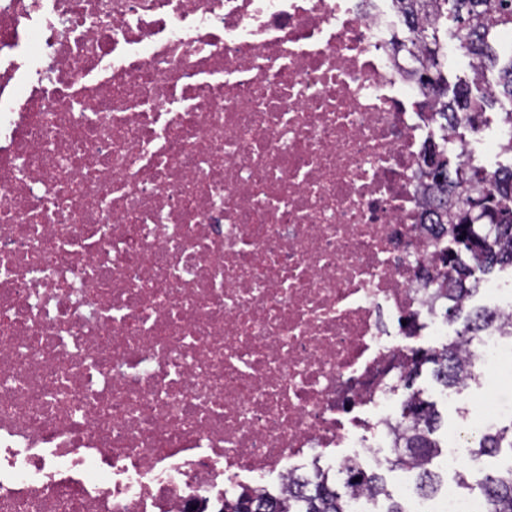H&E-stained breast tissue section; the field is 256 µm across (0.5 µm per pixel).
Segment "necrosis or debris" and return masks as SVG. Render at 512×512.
Instances as JSON below:
<instances>
[{
    "label": "necrosis or debris",
    "mask_w": 512,
    "mask_h": 512,
    "mask_svg": "<svg viewBox=\"0 0 512 512\" xmlns=\"http://www.w3.org/2000/svg\"><path fill=\"white\" fill-rule=\"evenodd\" d=\"M394 11L0 0V512H224L388 461L410 341L448 334Z\"/></svg>",
    "instance_id": "1"
}]
</instances>
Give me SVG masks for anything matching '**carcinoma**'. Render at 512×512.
<instances>
[{"label": "carcinoma", "mask_w": 512, "mask_h": 512, "mask_svg": "<svg viewBox=\"0 0 512 512\" xmlns=\"http://www.w3.org/2000/svg\"><path fill=\"white\" fill-rule=\"evenodd\" d=\"M403 22L412 34L410 44L394 42L397 52L417 56L419 66L408 70L414 81L428 86L437 97L440 129L449 126L474 128L481 122L486 108L506 99L512 106V56L500 67L498 80L485 85L470 78L454 83L443 72L439 27L441 20L451 22L459 48L467 55L481 56L490 67L498 64L499 52L489 41L496 31L512 29V0H395ZM436 159L424 163L422 178L435 191L432 198L431 223L448 233L441 242L440 260L448 268L446 281L439 284L444 299V315L460 311L465 295L477 290L480 277L497 267H512V165L500 166L489 176L484 169L467 160L458 151L448 153V138L443 144H431ZM488 312L477 310L469 317L456 343L438 349L415 352L412 368L400 377L409 389L401 417L408 422L396 437V468H414L423 497L437 491L435 473L431 469L438 456L439 444L434 438L440 415L422 392L412 389L413 379L422 367L432 365L436 380L445 386L461 385L455 371L456 347L470 342L475 333L487 325ZM478 452L496 456L500 449H512V426L495 433H485L478 440ZM345 487H358L373 495L384 488L380 477L356 465L346 469ZM486 500V512H512V466L486 475L478 483ZM224 512H346L344 493L320 479L302 483L288 490V496L245 500Z\"/></svg>", "instance_id": "1"}]
</instances>
